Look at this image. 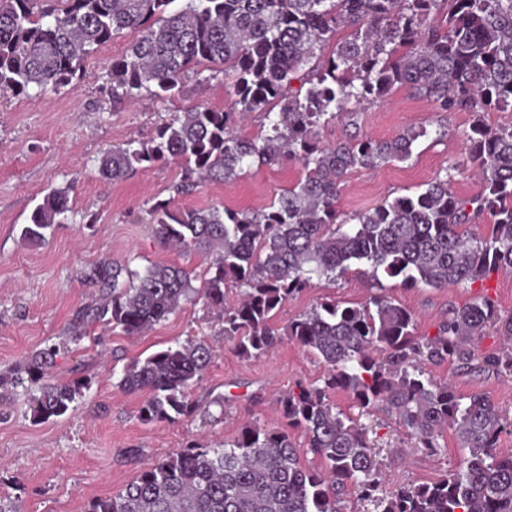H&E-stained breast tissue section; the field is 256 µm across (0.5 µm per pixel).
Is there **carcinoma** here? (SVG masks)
Segmentation results:
<instances>
[{
	"label": "carcinoma",
	"mask_w": 512,
	"mask_h": 512,
	"mask_svg": "<svg viewBox=\"0 0 512 512\" xmlns=\"http://www.w3.org/2000/svg\"><path fill=\"white\" fill-rule=\"evenodd\" d=\"M170 2L0 0V92L73 88L88 54L134 30L136 40L112 61L113 99L146 90L167 100L196 67L217 61L232 72L234 98L228 111L191 105L152 140L104 153L99 172L105 179L120 181L174 160L181 175L173 191L180 195L203 177L228 182L246 166L284 157L300 163L305 177L257 210L155 200L149 207L155 238L212 260L200 277L176 264L98 266L89 278L108 288L110 300L90 315L135 336L192 298L222 319L224 337L236 341L240 356L266 355L286 336L320 358L327 373L323 386L281 399L287 427L248 423L216 448L167 455L120 493L92 499L85 512H342L349 485L373 499L382 473L358 420L329 400L337 389L362 411L395 418L422 448L440 451L438 438L447 428L463 449L447 476L400 488L380 501L381 512H512V454L495 452L502 410L481 394L459 396L424 369L448 359L472 366L473 344L499 322L493 304L453 310L433 338L416 335L412 313L381 295L346 307L325 300L281 330L272 324L313 279L334 282L355 262L367 265L363 273L374 281L398 279L406 288L455 287L512 270V128L493 129L478 118L464 133V162L479 176L481 196L460 198L448 178L438 177L421 192L348 219L338 210L343 177L408 160L427 130L410 127L389 140L333 146L319 139L321 126L403 87L442 112L512 111V0H187L183 10L168 14ZM339 29L350 34L313 71L305 95L288 92L297 71ZM250 112L268 120L258 141L233 131L236 118ZM472 211L488 213V233L466 229ZM68 212L69 187L52 189L21 227V238L45 241ZM230 288L240 293L233 304L226 302ZM501 329L511 337L512 318ZM55 353L50 347L0 373L1 387L33 388L28 403L36 421L65 414L88 387L49 379ZM213 358L201 339L170 345L129 361L119 386L146 394L142 422H173L196 411L188 391ZM477 368L512 376V350L483 357ZM290 428L304 433L324 470L301 463Z\"/></svg>",
	"instance_id": "cac0c4a2"
}]
</instances>
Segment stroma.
Returning a JSON list of instances; mask_svg holds the SVG:
<instances>
[{"label":"stroma","instance_id":"35a3bbf8","mask_svg":"<svg viewBox=\"0 0 512 512\" xmlns=\"http://www.w3.org/2000/svg\"><path fill=\"white\" fill-rule=\"evenodd\" d=\"M134 39L127 30L90 53L75 88L0 93V371L52 347L57 351L53 379L88 384L66 415L43 422L33 420L24 387H0V498L14 502L19 512H84L90 499L118 493L153 460L192 444L211 448L233 440L247 422L285 428L281 395L322 385L326 374L316 356L290 339L262 357H241L234 341L225 339L217 316L192 301L140 336L96 322L82 340H71L68 328L76 315L106 293L88 277L100 263L125 262L140 270L165 262L204 270V256L165 246L152 235L149 207L154 199L170 197L181 208L259 209L305 175L299 164L284 159L252 166L226 183L203 181L177 196L172 186L180 178V165L163 161L123 181H104L98 172L104 152L133 140L149 141L160 125L190 105L225 110L232 101L231 78L208 63L174 98L156 101L144 94L113 102L110 66ZM477 118L494 128L512 127L510 111L478 116L441 112L432 101L399 88L385 101L365 106L356 122L340 117L321 128L320 140L330 145L364 136L387 140L409 127L429 131L415 144L410 160L348 173L338 204L342 216L421 191L439 175L449 177L461 198L480 195L481 182L463 163V135ZM441 126L446 129L442 137L435 133ZM66 184L71 187L68 220L55 225L43 243L23 241L20 227L36 204L51 188ZM377 294L408 308L423 337L436 336L451 312L467 303L487 299L501 320L512 317V273L492 272L463 286L435 289L406 288L386 277L376 284L351 272L333 283L316 282L289 300L274 323L284 327L326 299L356 306ZM198 338L216 351L189 391L198 411L174 422H140L143 395L118 386L124 365ZM426 372L434 381L450 383L461 396L481 393L499 405L506 423L496 452L512 454L511 377L466 369L452 360L427 364ZM330 399L365 425L385 477L380 498L410 484L442 479L462 453L453 432L441 437L440 452L429 453L416 447L391 416L362 412L343 391H332Z\"/></svg>","mask_w":512,"mask_h":512}]
</instances>
